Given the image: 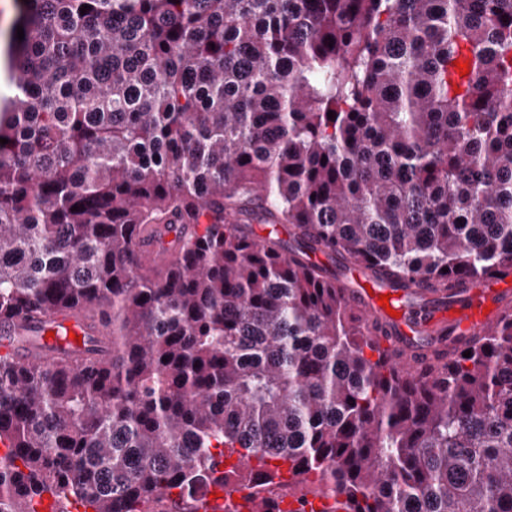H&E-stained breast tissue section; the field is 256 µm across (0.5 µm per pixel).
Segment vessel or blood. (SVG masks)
<instances>
[{
  "label": "vessel or blood",
  "mask_w": 512,
  "mask_h": 512,
  "mask_svg": "<svg viewBox=\"0 0 512 512\" xmlns=\"http://www.w3.org/2000/svg\"><path fill=\"white\" fill-rule=\"evenodd\" d=\"M172 232L159 226L142 234L136 241L137 253L146 261L161 263L167 258L158 247L159 240H171ZM347 273L340 277L338 285L345 288L349 305L361 309L374 339L381 348L396 352L400 363L415 366L416 357L435 345V335L446 329H453L455 335L474 338L484 335L502 314L512 307V284L499 277L467 282L463 295L469 298V305L459 311L449 309L446 301L438 299L424 306L399 305V317H391L381 306L378 295L361 288V267L356 259L346 262ZM489 299L490 312L476 307L479 299ZM58 323L64 336L83 334L88 320L87 313L75 309L59 315ZM273 501L248 497L246 492L232 488L221 489L217 498H204L199 512H273Z\"/></svg>",
  "instance_id": "vessel-or-blood-1"
}]
</instances>
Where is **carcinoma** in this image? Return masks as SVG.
I'll use <instances>...</instances> for the list:
<instances>
[{
	"instance_id": "1",
	"label": "carcinoma",
	"mask_w": 512,
	"mask_h": 512,
	"mask_svg": "<svg viewBox=\"0 0 512 512\" xmlns=\"http://www.w3.org/2000/svg\"><path fill=\"white\" fill-rule=\"evenodd\" d=\"M14 9L0 322L46 331L83 308L105 333L77 354L22 337L50 365L0 356V512L46 491L198 512L228 483L351 512H512V313L403 372L310 261L352 256L450 302L512 273V0ZM160 225L165 265L135 248Z\"/></svg>"
}]
</instances>
